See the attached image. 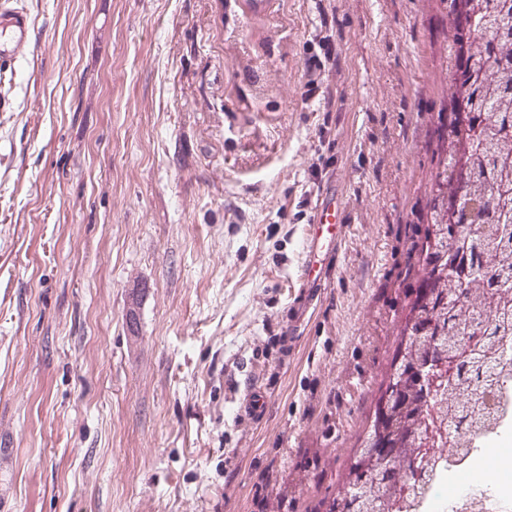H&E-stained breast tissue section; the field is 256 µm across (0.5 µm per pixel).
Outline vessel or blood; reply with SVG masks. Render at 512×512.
I'll use <instances>...</instances> for the list:
<instances>
[{"label": "vessel or blood", "instance_id": "b4317fda", "mask_svg": "<svg viewBox=\"0 0 512 512\" xmlns=\"http://www.w3.org/2000/svg\"><path fill=\"white\" fill-rule=\"evenodd\" d=\"M31 27L26 11L14 7L11 0H0V69L12 67L18 47L30 40ZM315 209L316 220L309 230L303 270L306 280L304 296L308 299L314 297L322 278L323 260L336 253L345 227V215L336 197L322 195Z\"/></svg>", "mask_w": 512, "mask_h": 512}]
</instances>
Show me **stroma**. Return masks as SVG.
<instances>
[{"label": "stroma", "instance_id": "35a3bbf8", "mask_svg": "<svg viewBox=\"0 0 512 512\" xmlns=\"http://www.w3.org/2000/svg\"><path fill=\"white\" fill-rule=\"evenodd\" d=\"M19 4L0 512H318L405 315L451 117L442 0ZM330 186L348 224L300 318Z\"/></svg>", "mask_w": 512, "mask_h": 512}]
</instances>
